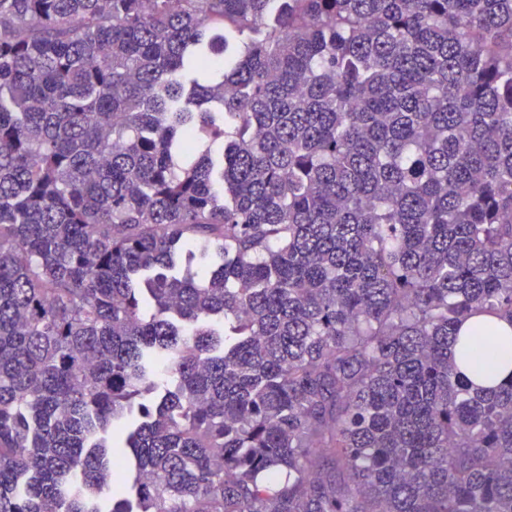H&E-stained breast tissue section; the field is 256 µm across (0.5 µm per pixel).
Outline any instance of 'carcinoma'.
I'll use <instances>...</instances> for the list:
<instances>
[{
  "mask_svg": "<svg viewBox=\"0 0 512 512\" xmlns=\"http://www.w3.org/2000/svg\"><path fill=\"white\" fill-rule=\"evenodd\" d=\"M483 316L512 0H0V512H512Z\"/></svg>",
  "mask_w": 512,
  "mask_h": 512,
  "instance_id": "carcinoma-1",
  "label": "carcinoma"
}]
</instances>
